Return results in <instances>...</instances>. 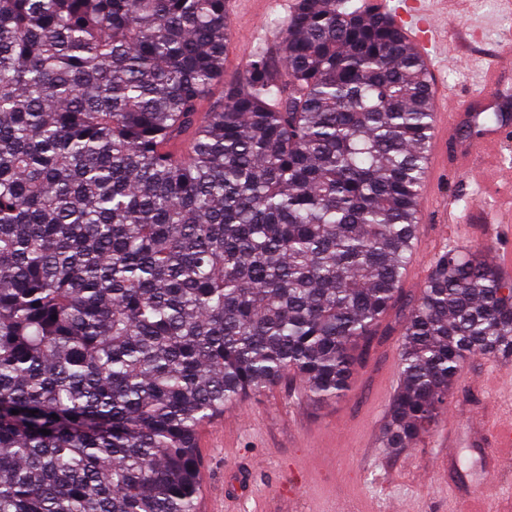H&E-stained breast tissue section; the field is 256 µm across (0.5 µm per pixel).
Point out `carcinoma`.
Returning <instances> with one entry per match:
<instances>
[{
    "label": "carcinoma",
    "mask_w": 512,
    "mask_h": 512,
    "mask_svg": "<svg viewBox=\"0 0 512 512\" xmlns=\"http://www.w3.org/2000/svg\"><path fill=\"white\" fill-rule=\"evenodd\" d=\"M229 43L224 0H0V512H196L200 428L290 372L340 399L401 299L425 62L350 0H295L281 67L226 84ZM483 250L407 303L388 448L512 362Z\"/></svg>",
    "instance_id": "cac0c4a2"
}]
</instances>
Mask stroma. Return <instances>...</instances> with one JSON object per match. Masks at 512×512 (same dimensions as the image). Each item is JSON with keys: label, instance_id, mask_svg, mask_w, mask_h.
I'll use <instances>...</instances> for the list:
<instances>
[{"label": "stroma", "instance_id": "stroma-1", "mask_svg": "<svg viewBox=\"0 0 512 512\" xmlns=\"http://www.w3.org/2000/svg\"><path fill=\"white\" fill-rule=\"evenodd\" d=\"M288 2L269 0L260 12L247 2L235 23L245 31L259 25L256 47H271ZM426 7L448 29L441 52L451 62L440 76L451 92L467 95L499 56L512 52L505 37L512 29V0H427ZM477 165L487 188L483 208L473 204L468 170H449L432 184L427 204H452L465 219L449 231L432 221L422 224L438 251L478 244L489 256L512 251V225L486 223L483 215L504 206L495 171L512 170V137ZM403 321L401 308H394L379 327L382 341L374 343L343 398L313 401L290 373L241 401L237 418L204 425L197 445L209 482L201 493L213 512H336L341 499L354 512H458L461 499L476 491L494 512L499 499L512 497V458L499 456L491 432L470 423L480 408L512 413V366H500L496 380L486 374V358L471 357L448 406L455 423L440 421L430 437L402 452L384 446L382 429L399 385Z\"/></svg>", "mask_w": 512, "mask_h": 512}]
</instances>
